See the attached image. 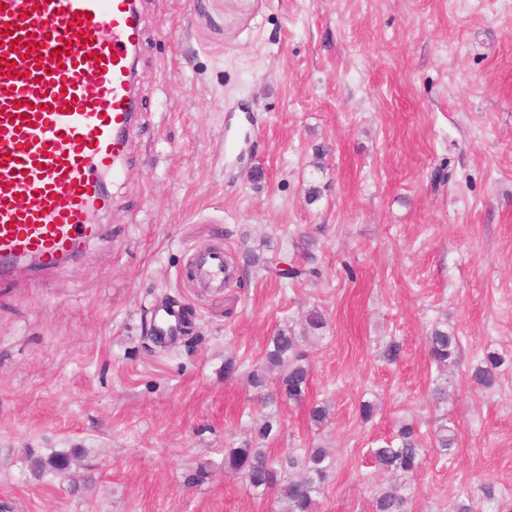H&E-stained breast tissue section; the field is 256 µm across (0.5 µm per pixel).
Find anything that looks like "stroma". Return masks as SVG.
Instances as JSON below:
<instances>
[{
    "instance_id": "stroma-1",
    "label": "stroma",
    "mask_w": 512,
    "mask_h": 512,
    "mask_svg": "<svg viewBox=\"0 0 512 512\" xmlns=\"http://www.w3.org/2000/svg\"><path fill=\"white\" fill-rule=\"evenodd\" d=\"M137 4L140 119L105 232L0 284V512H280L224 469L267 419L271 454L331 450L315 512H372L390 485L410 512H512V0ZM214 246L233 276L211 293L189 274ZM308 254L319 277L278 276ZM166 306L194 330L162 345L150 317ZM436 326L460 343L444 372ZM281 331L309 386L267 409L247 375ZM490 354L484 389L471 374ZM403 422L425 448L411 478L371 459ZM74 448L66 476L33 475ZM502 365L500 358L494 355L487 356L483 365H477L472 372V379L483 388H492L497 381V370Z\"/></svg>"
}]
</instances>
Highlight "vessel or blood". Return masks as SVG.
<instances>
[{
    "instance_id": "vessel-or-blood-1",
    "label": "vessel or blood",
    "mask_w": 512,
    "mask_h": 512,
    "mask_svg": "<svg viewBox=\"0 0 512 512\" xmlns=\"http://www.w3.org/2000/svg\"><path fill=\"white\" fill-rule=\"evenodd\" d=\"M142 37L136 0H0V281L57 270L102 236ZM194 276L223 288V250L199 253Z\"/></svg>"
}]
</instances>
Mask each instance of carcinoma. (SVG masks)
Instances as JSON below:
<instances>
[{
    "mask_svg": "<svg viewBox=\"0 0 512 512\" xmlns=\"http://www.w3.org/2000/svg\"><path fill=\"white\" fill-rule=\"evenodd\" d=\"M427 348L430 359L444 367L455 362L458 350V337L444 328L434 327L427 336ZM501 366L500 358L489 355L483 364L476 366L472 379L483 388H491L497 381V370ZM277 372V394H266L264 406L277 403V396L283 395L296 402L304 397L308 383V365L303 363V355L298 351L297 337L279 333L270 339L264 355V364L252 374L253 385L257 388L267 386L268 375ZM398 445H387L372 449L371 456L375 466L391 473L414 474L421 468L425 449L420 447L418 433L409 423L399 427L396 434ZM435 440L442 454L454 443L452 429L447 424L440 425ZM69 464V457L55 453L46 459L32 461V471L41 476L46 472L57 473ZM331 455L324 448H310L303 456L286 454L273 457L264 448H256L250 443L236 448L224 459V468L239 473L246 485L255 490L266 492L278 484V475L298 470L299 476L289 479L282 487V496L286 506L284 512H313L315 497L321 484L332 469ZM408 498L395 492L384 491L374 500L373 512H408Z\"/></svg>",
    "mask_w": 512,
    "mask_h": 512,
    "instance_id": "cac0c4a2",
    "label": "carcinoma"
}]
</instances>
